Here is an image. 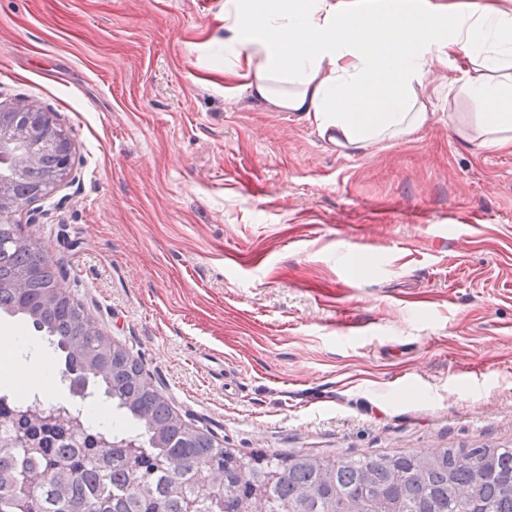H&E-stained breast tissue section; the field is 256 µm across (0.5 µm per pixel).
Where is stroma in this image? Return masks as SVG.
<instances>
[{
	"instance_id": "stroma-1",
	"label": "stroma",
	"mask_w": 512,
	"mask_h": 512,
	"mask_svg": "<svg viewBox=\"0 0 512 512\" xmlns=\"http://www.w3.org/2000/svg\"><path fill=\"white\" fill-rule=\"evenodd\" d=\"M225 64L224 0H0V101L74 148L16 217L67 291L225 447H512V149L464 137L463 59L430 65L424 126L362 150Z\"/></svg>"
}]
</instances>
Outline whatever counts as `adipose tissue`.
Wrapping results in <instances>:
<instances>
[{"label":"adipose tissue","instance_id":"ef3b65f1","mask_svg":"<svg viewBox=\"0 0 512 512\" xmlns=\"http://www.w3.org/2000/svg\"><path fill=\"white\" fill-rule=\"evenodd\" d=\"M224 51L257 99L364 149L428 119L432 58H464L457 96L481 109V146L512 148V8L497 0H224Z\"/></svg>","mask_w":512,"mask_h":512}]
</instances>
